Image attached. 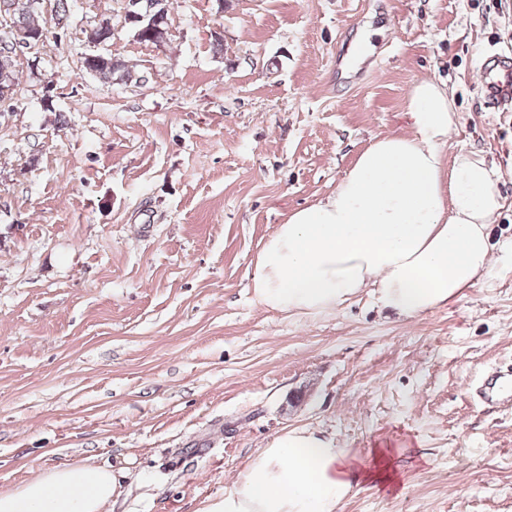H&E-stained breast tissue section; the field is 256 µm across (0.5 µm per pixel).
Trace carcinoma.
I'll list each match as a JSON object with an SVG mask.
<instances>
[{
	"label": "carcinoma",
	"mask_w": 512,
	"mask_h": 512,
	"mask_svg": "<svg viewBox=\"0 0 512 512\" xmlns=\"http://www.w3.org/2000/svg\"><path fill=\"white\" fill-rule=\"evenodd\" d=\"M43 2L44 0H0V16L11 20L10 29L0 31V62H14L15 45L22 39L23 34L41 30L50 37L54 35V30L68 25L69 0H55L53 25L50 27L39 24L37 20ZM169 32L168 10L164 8L153 21L151 30L141 37L140 41L147 44L163 43L169 39ZM82 69L104 83L143 80V77L135 74L124 61L111 53L85 55L82 59Z\"/></svg>",
	"instance_id": "obj_1"
}]
</instances>
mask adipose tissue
Wrapping results in <instances>:
<instances>
[{
  "mask_svg": "<svg viewBox=\"0 0 512 512\" xmlns=\"http://www.w3.org/2000/svg\"><path fill=\"white\" fill-rule=\"evenodd\" d=\"M410 131L376 139L335 190L294 210L255 263L258 302L288 316L335 312L371 290L411 319L445 306L493 266L490 226L503 209L499 170L476 153L447 156L455 108L445 84L412 88ZM391 445L360 456L309 429L273 438L214 512H337L357 479L393 482ZM117 487L111 469L41 471L0 492V512H101Z\"/></svg>",
  "mask_w": 512,
  "mask_h": 512,
  "instance_id": "obj_1",
  "label": "adipose tissue"
}]
</instances>
